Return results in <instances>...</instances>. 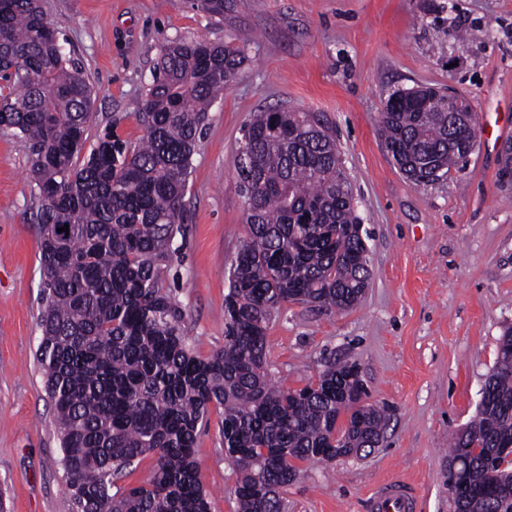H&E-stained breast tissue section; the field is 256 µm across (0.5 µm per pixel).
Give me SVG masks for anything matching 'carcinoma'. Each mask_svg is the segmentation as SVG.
Wrapping results in <instances>:
<instances>
[{"mask_svg": "<svg viewBox=\"0 0 512 512\" xmlns=\"http://www.w3.org/2000/svg\"><path fill=\"white\" fill-rule=\"evenodd\" d=\"M248 61L232 43L165 46L139 102L137 144L113 126L86 147L91 88L67 56L40 0H0V127L28 149L37 190L45 288L37 352L53 404L60 464L76 512H210L195 456L211 405L224 409V455L239 472L238 512H284L294 462H330L383 435L376 404L354 409L343 362L300 389L273 383L266 330L283 304L349 310L370 279L353 183L336 137L314 112H257L243 126L236 167L247 240L224 298V347L193 353L183 312L163 286L181 232L191 160L209 106ZM379 131L427 184L464 166L467 126L435 89L387 98ZM83 158L77 163V158ZM69 225V232L57 229ZM467 430L452 435L448 494L455 512H512V467L489 462L512 441V330ZM482 452L453 468L463 449ZM146 457L143 484L118 480Z\"/></svg>", "mask_w": 512, "mask_h": 512, "instance_id": "obj_1", "label": "carcinoma"}]
</instances>
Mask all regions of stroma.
<instances>
[{
	"instance_id": "35a3bbf8",
	"label": "stroma",
	"mask_w": 512,
	"mask_h": 512,
	"mask_svg": "<svg viewBox=\"0 0 512 512\" xmlns=\"http://www.w3.org/2000/svg\"><path fill=\"white\" fill-rule=\"evenodd\" d=\"M92 89L89 137L107 125L135 143L134 103L164 45L245 40L244 73L211 107L184 198L182 236L164 274L192 349L224 345V295L247 239L236 187L241 129L268 108L314 112L335 127L368 234L370 284L338 311L288 302L267 329L274 381L298 389L328 358L358 363L391 420L364 458L299 463L288 512H367L378 484L410 482L419 512H454L448 441L475 416L498 341L512 327V0H43ZM466 95L479 143L465 168L417 186L378 134L397 89ZM23 143L0 130V512H72L52 403L37 348L43 281L39 200ZM221 407L197 434L211 512H237Z\"/></svg>"
}]
</instances>
